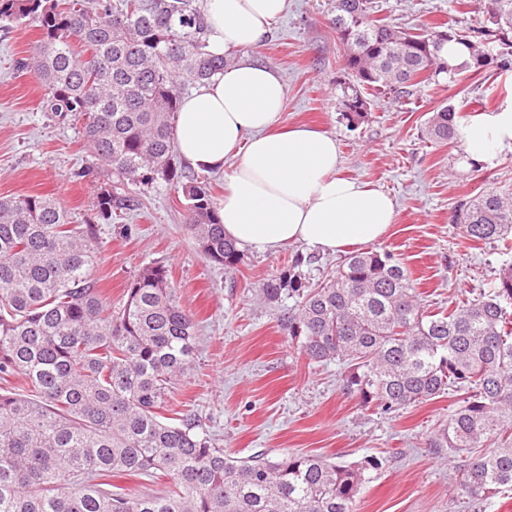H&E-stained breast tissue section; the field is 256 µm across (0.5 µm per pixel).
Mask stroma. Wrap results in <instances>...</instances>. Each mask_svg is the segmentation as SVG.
<instances>
[{
    "label": "stroma",
    "instance_id": "stroma-1",
    "mask_svg": "<svg viewBox=\"0 0 512 512\" xmlns=\"http://www.w3.org/2000/svg\"><path fill=\"white\" fill-rule=\"evenodd\" d=\"M376 19L416 30L435 21L455 29L479 27L459 0H371ZM329 0H288L285 14L249 56L273 68L288 88L283 125L309 124L334 135L346 175L394 197L398 217L374 247L393 253L410 271L429 310L440 312L489 291L512 253L465 238L453 221L457 206L492 190L512 196V150L478 168L462 166V144L428 139L426 122L438 107L461 106L465 119L512 104V72L488 69L451 82L425 77L412 96L375 95L362 124L350 129L341 115L346 74L342 50L327 23ZM37 35L0 28V198L53 195L73 223L96 228L99 254L92 277L103 297L121 303L143 268L160 263L199 322L193 369L169 398L175 412L200 416L216 447L235 458L288 453L320 454L339 463L376 457L357 512H504L512 491L482 503L466 499L452 476L459 454L439 456L425 440L455 409L462 392L386 413L365 408L342 390L340 362L311 364L283 333L279 318L294 299L269 304L260 288L269 274L290 269L294 256L310 281L335 271L341 254L304 244L275 251L244 248V263L227 270L209 262L183 224L185 200L177 184L141 187V210L99 220L96 195L111 180L78 178L92 165L82 122L41 109L37 78L15 67Z\"/></svg>",
    "mask_w": 512,
    "mask_h": 512
}]
</instances>
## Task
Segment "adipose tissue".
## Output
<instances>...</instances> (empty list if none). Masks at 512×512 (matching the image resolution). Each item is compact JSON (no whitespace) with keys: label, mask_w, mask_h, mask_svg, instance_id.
I'll return each instance as SVG.
<instances>
[{"label":"adipose tissue","mask_w":512,"mask_h":512,"mask_svg":"<svg viewBox=\"0 0 512 512\" xmlns=\"http://www.w3.org/2000/svg\"><path fill=\"white\" fill-rule=\"evenodd\" d=\"M206 4L211 53L239 58L183 98L174 139L194 169L225 171L217 203L225 237L260 250L303 243L330 253L380 240L397 219L394 199L341 174L335 137L305 125L280 127L287 88L276 71L246 54L268 34L287 0ZM463 133L467 159H494L512 146V105L480 114Z\"/></svg>","instance_id":"ef3b65f1"}]
</instances>
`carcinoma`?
<instances>
[{"instance_id":"cac0c4a2","label":"carcinoma","mask_w":512,"mask_h":512,"mask_svg":"<svg viewBox=\"0 0 512 512\" xmlns=\"http://www.w3.org/2000/svg\"><path fill=\"white\" fill-rule=\"evenodd\" d=\"M484 18L477 33L404 32L371 17L368 0H330L329 25L343 47L349 81L340 85L342 118L355 126L370 102L364 90L402 99L417 79L493 68L512 70V0H466ZM37 32L16 61L45 94V112L83 120L94 165L112 173L97 193L110 221L142 206L136 192L179 179L172 117L184 91L207 83L231 58L208 51L204 0H0V23ZM80 44L81 50L73 47ZM449 42L468 60L445 66ZM497 43L492 54L485 45ZM462 109L438 108L427 136L463 140ZM184 224L201 253L233 270L244 254L224 236L210 186L182 184ZM454 222L474 241L511 249L512 200L494 192L459 205ZM95 228L74 224L56 198L0 199V379L20 374L25 392L0 388V512H356L369 458L343 464L316 454L234 458L200 432L196 417L163 416L175 381L194 365L198 328L163 265L144 268L114 307L91 279ZM261 295L296 308L282 330L311 363L346 365L344 394L397 411L450 388L465 397L427 447L467 453L460 491L483 503L512 488V268L490 294L432 315L407 268L387 251H354L315 283L282 271ZM165 483L130 496L103 478Z\"/></svg>"}]
</instances>
